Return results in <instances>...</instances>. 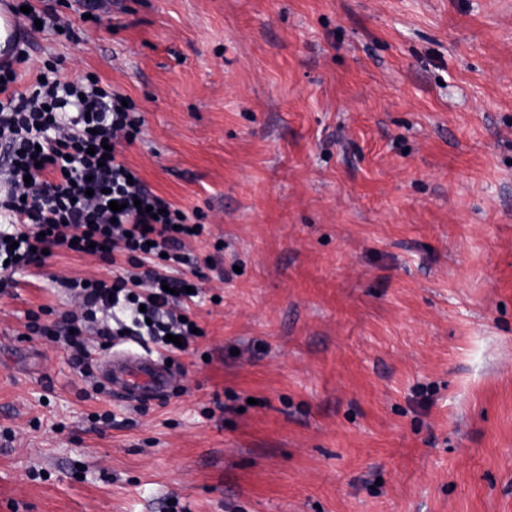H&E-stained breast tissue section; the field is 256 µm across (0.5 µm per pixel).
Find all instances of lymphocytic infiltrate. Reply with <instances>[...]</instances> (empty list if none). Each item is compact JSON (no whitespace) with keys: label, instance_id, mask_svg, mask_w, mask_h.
<instances>
[{"label":"lymphocytic infiltrate","instance_id":"obj_1","mask_svg":"<svg viewBox=\"0 0 512 512\" xmlns=\"http://www.w3.org/2000/svg\"><path fill=\"white\" fill-rule=\"evenodd\" d=\"M27 59L19 46L0 64V288L13 286L18 270L40 264L47 249L111 264L127 256L135 271L65 281L77 310L50 325L30 315L29 334L74 348L72 361L82 372L88 363L79 348L90 325L108 339L121 330L177 352L178 342L193 339L195 323L181 319L185 280L167 271L187 263L194 231L188 215L133 176L121 158L122 145L141 132V116L99 79L68 75L58 63L36 67L31 81L20 84L15 66ZM113 201L121 211L110 209Z\"/></svg>","mask_w":512,"mask_h":512}]
</instances>
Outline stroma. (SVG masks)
Masks as SVG:
<instances>
[{
  "label": "stroma",
  "instance_id": "stroma-1",
  "mask_svg": "<svg viewBox=\"0 0 512 512\" xmlns=\"http://www.w3.org/2000/svg\"><path fill=\"white\" fill-rule=\"evenodd\" d=\"M27 63L144 119L123 151L212 260L149 401L28 312L111 265L53 251L0 293V512H512V0H31ZM108 412L111 423L99 422Z\"/></svg>",
  "mask_w": 512,
  "mask_h": 512
}]
</instances>
